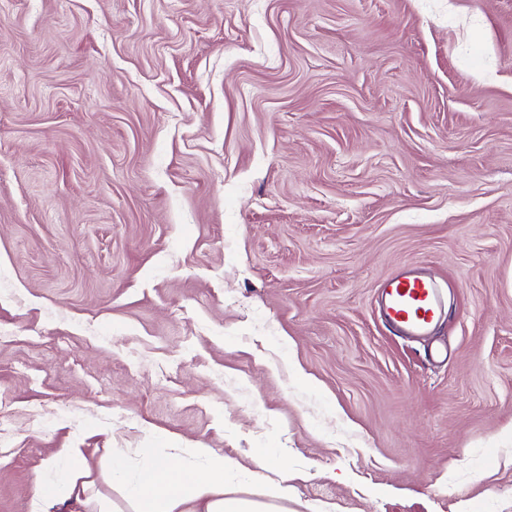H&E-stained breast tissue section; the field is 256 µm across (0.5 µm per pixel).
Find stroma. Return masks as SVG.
Instances as JSON below:
<instances>
[{
    "mask_svg": "<svg viewBox=\"0 0 512 512\" xmlns=\"http://www.w3.org/2000/svg\"><path fill=\"white\" fill-rule=\"evenodd\" d=\"M195 445L288 512H512V0L0 9V512ZM447 293L417 266L386 279L380 289L383 322L401 336L425 334L446 314Z\"/></svg>",
    "mask_w": 512,
    "mask_h": 512,
    "instance_id": "obj_1",
    "label": "stroma"
}]
</instances>
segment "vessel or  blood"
Listing matches in <instances>:
<instances>
[{
    "mask_svg": "<svg viewBox=\"0 0 512 512\" xmlns=\"http://www.w3.org/2000/svg\"><path fill=\"white\" fill-rule=\"evenodd\" d=\"M447 294L418 267L386 279L380 289L383 322L401 336L425 334L447 311Z\"/></svg>",
    "mask_w": 512,
    "mask_h": 512,
    "instance_id": "b4317fda",
    "label": "vessel or blood"
}]
</instances>
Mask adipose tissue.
<instances>
[{
    "label": "adipose tissue",
    "mask_w": 512,
    "mask_h": 512,
    "mask_svg": "<svg viewBox=\"0 0 512 512\" xmlns=\"http://www.w3.org/2000/svg\"><path fill=\"white\" fill-rule=\"evenodd\" d=\"M190 454L201 468L170 463L155 448L138 449L134 465L114 455L110 476L123 492L119 505L107 495H90L94 481L82 465L81 449H61L63 466L39 481L32 512H50L60 499L74 495L82 498L86 512H286L292 496L287 480L245 494L237 488L235 467L215 449L197 446Z\"/></svg>",
    "instance_id": "adipose-tissue-1"
}]
</instances>
